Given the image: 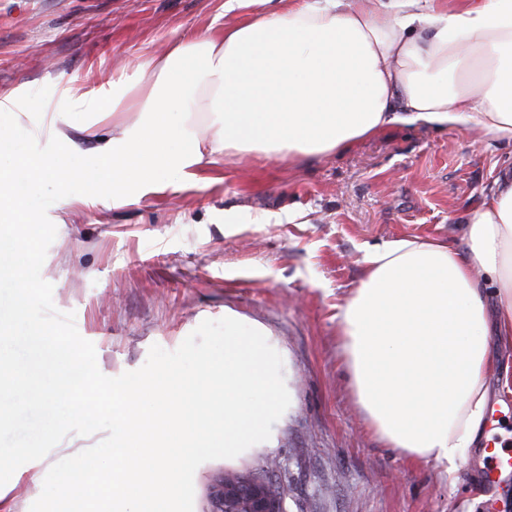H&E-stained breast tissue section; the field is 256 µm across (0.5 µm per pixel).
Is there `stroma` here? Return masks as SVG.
Listing matches in <instances>:
<instances>
[{"instance_id":"35a3bbf8","label":"stroma","mask_w":512,"mask_h":512,"mask_svg":"<svg viewBox=\"0 0 512 512\" xmlns=\"http://www.w3.org/2000/svg\"><path fill=\"white\" fill-rule=\"evenodd\" d=\"M292 3L243 0L228 12L224 0H0V91L19 107L0 126L22 147L28 133L64 130L69 162L96 171L91 138L111 136V119L35 104L74 86L110 95L114 75L179 36ZM511 154L512 143L457 128L395 123L326 158H222L205 185H165L117 208L88 203L90 185L76 179L74 220L58 225L41 274L109 377L140 368L152 345L176 350L207 319L262 330L291 399L267 442L288 478L287 512H512V478L486 482L477 453L449 476L386 448L357 407L336 320L366 250L411 237L462 247L464 217ZM241 209L272 221L237 223ZM61 458L19 467L0 486V512H29Z\"/></svg>"}]
</instances>
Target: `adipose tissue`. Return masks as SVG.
Wrapping results in <instances>:
<instances>
[{
    "mask_svg": "<svg viewBox=\"0 0 512 512\" xmlns=\"http://www.w3.org/2000/svg\"><path fill=\"white\" fill-rule=\"evenodd\" d=\"M112 135L97 172L80 174L56 148L18 153L0 133V211L17 213L9 164L51 178L71 215L67 183L86 177L96 201L119 206L159 178L198 177L221 157H328L393 123L455 127L512 142V0H302L215 33L171 41L112 81ZM465 218L464 249L403 238L368 249L336 317L349 382L386 447L454 474L483 436L495 376L490 336L512 346V158ZM30 359L13 371L25 397L68 403L87 362L60 365L49 322L29 327ZM498 377V389L489 380Z\"/></svg>",
    "mask_w": 512,
    "mask_h": 512,
    "instance_id": "ef3b65f1",
    "label": "adipose tissue"
}]
</instances>
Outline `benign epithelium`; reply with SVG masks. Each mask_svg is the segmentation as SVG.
<instances>
[{
	"mask_svg": "<svg viewBox=\"0 0 512 512\" xmlns=\"http://www.w3.org/2000/svg\"><path fill=\"white\" fill-rule=\"evenodd\" d=\"M280 471L273 467L255 478L217 472L205 488V512H230L236 503L241 512H285L286 493L275 490Z\"/></svg>",
	"mask_w": 512,
	"mask_h": 512,
	"instance_id": "obj_1",
	"label": "benign epithelium"
}]
</instances>
